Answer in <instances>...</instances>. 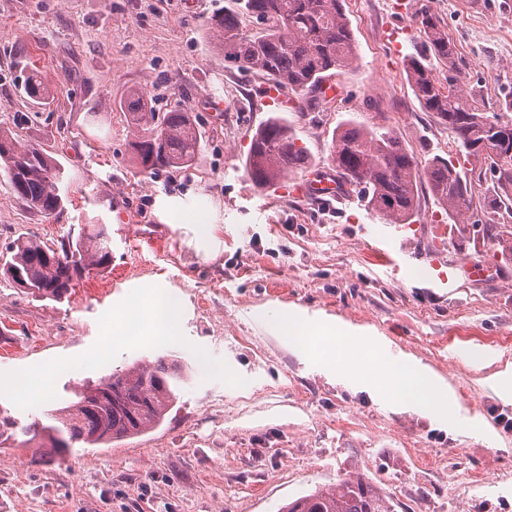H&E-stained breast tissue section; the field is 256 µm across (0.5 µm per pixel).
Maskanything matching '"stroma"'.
Masks as SVG:
<instances>
[{
    "instance_id": "stroma-1",
    "label": "stroma",
    "mask_w": 512,
    "mask_h": 512,
    "mask_svg": "<svg viewBox=\"0 0 512 512\" xmlns=\"http://www.w3.org/2000/svg\"><path fill=\"white\" fill-rule=\"evenodd\" d=\"M225 0H0V129L52 151L70 177L59 216L29 210L0 172V253L20 234L52 242L86 224L112 229V264L58 303L0 273V406L21 420L133 362L179 366L186 382L163 423L60 459L0 445V512H280L349 473L381 486L396 512H512V239L451 223L420 188L400 232L437 247L449 284L394 271L376 250L380 218L359 198L253 185L244 161L274 112L267 83L213 51L205 29ZM430 7L456 45L464 82L487 109L512 93V0H344L357 60L325 98L287 116L310 154L285 185L329 173L343 120L390 125L428 160L462 164L452 134L415 99L405 64L423 53L414 19ZM401 30L394 50L391 29ZM47 82L37 104L21 86ZM193 112L202 151L188 167L137 173L124 102ZM479 263L484 276L470 275ZM168 289L174 334L110 344L112 320L146 288ZM340 322L435 372L452 422L379 400L326 358L292 347L273 313ZM29 370L42 397L12 387ZM484 482L466 487L467 476Z\"/></svg>"
}]
</instances>
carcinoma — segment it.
<instances>
[{
  "label": "carcinoma",
  "instance_id": "cac0c4a2",
  "mask_svg": "<svg viewBox=\"0 0 512 512\" xmlns=\"http://www.w3.org/2000/svg\"><path fill=\"white\" fill-rule=\"evenodd\" d=\"M258 26L250 34L246 20ZM416 32L425 53L406 62L412 91L433 120L453 135L458 153L471 168H458L435 156L419 160L388 125L347 120L331 135L329 164L336 184L360 196L386 224H410L419 208L418 181L423 178L438 204L457 224L474 212L473 181H489L479 203L487 224L502 236L512 235V98L498 111L482 109L472 88L459 76L457 51L439 17L429 8L416 16ZM212 49L224 62L266 78L275 90L296 95L298 108L312 106L324 81L353 67L357 59L352 21L342 0H229L208 23ZM448 63L446 86L431 77L433 61ZM25 95L45 99L44 78L31 72ZM126 109L134 131L139 173L152 177L193 164L202 135L193 115L172 110L155 119L151 101L137 91ZM306 148L297 144L288 119L269 116L257 128L245 158V170L257 187L310 168ZM0 169L12 190L30 210L57 216L68 198L60 186L68 181L63 165L40 145L20 142L0 129ZM112 263L108 225L92 224L89 232L48 243L35 234L22 236L0 256V269L17 288L35 298L67 300L79 282ZM185 377L159 359L116 369L97 385L74 392L66 406L44 411L46 421L23 423L0 406V445L41 448L44 441L59 456L72 448L108 444L159 427L177 399ZM283 512H394L392 498L361 475L336 487L300 496Z\"/></svg>",
  "mask_w": 512,
  "mask_h": 512
}]
</instances>
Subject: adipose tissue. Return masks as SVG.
I'll return each mask as SVG.
<instances>
[{
	"instance_id": "1",
	"label": "adipose tissue",
	"mask_w": 512,
	"mask_h": 512,
	"mask_svg": "<svg viewBox=\"0 0 512 512\" xmlns=\"http://www.w3.org/2000/svg\"><path fill=\"white\" fill-rule=\"evenodd\" d=\"M173 313L166 292L153 291L131 302L126 314L113 321L112 333L131 340L141 336L164 340L172 334ZM277 323L290 342L303 352H312L318 339L330 340L340 350L358 352V359L343 365L345 376L390 401L412 400L420 391L430 393L434 399L431 412L443 416L447 397L437 392L436 380L430 373L397 366L376 354L365 338L350 334L337 323H309L288 310L278 311Z\"/></svg>"
}]
</instances>
